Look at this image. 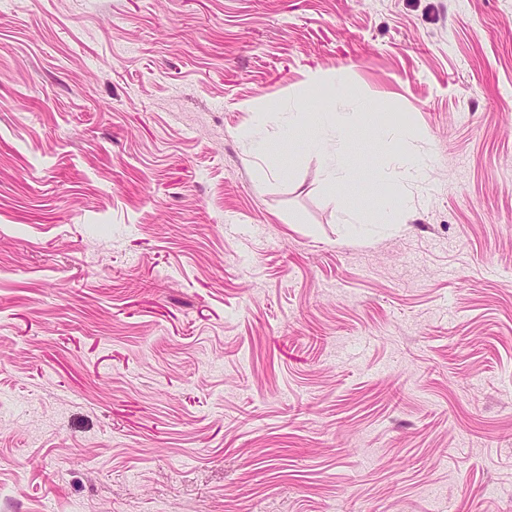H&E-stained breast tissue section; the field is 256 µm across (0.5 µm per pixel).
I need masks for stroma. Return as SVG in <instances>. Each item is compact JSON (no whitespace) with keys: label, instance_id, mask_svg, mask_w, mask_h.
I'll return each instance as SVG.
<instances>
[{"label":"stroma","instance_id":"stroma-1","mask_svg":"<svg viewBox=\"0 0 512 512\" xmlns=\"http://www.w3.org/2000/svg\"><path fill=\"white\" fill-rule=\"evenodd\" d=\"M0 512H512V0H0ZM351 100L349 93H343L336 108L330 112L315 113L313 131L302 139L305 149L323 156L321 179L329 190H335L337 186L349 181L354 160L349 157L346 135L356 124L361 112H371V106L365 104H356L355 112H344L340 105ZM402 197L396 189H389L384 194V204L379 210L374 223L377 224H396L399 223V217L402 211Z\"/></svg>","mask_w":512,"mask_h":512}]
</instances>
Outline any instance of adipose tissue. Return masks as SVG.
Returning <instances> with one entry per match:
<instances>
[{
  "label": "adipose tissue",
  "instance_id": "adipose-tissue-1",
  "mask_svg": "<svg viewBox=\"0 0 512 512\" xmlns=\"http://www.w3.org/2000/svg\"><path fill=\"white\" fill-rule=\"evenodd\" d=\"M350 94H342V103L350 101ZM337 107L328 112L315 115V127L312 133L303 139L305 149L321 154L324 164L321 169V179L328 189H336L349 181L353 160L349 155L346 135L356 124L358 115L364 112V105H355L353 111L346 112Z\"/></svg>",
  "mask_w": 512,
  "mask_h": 512
}]
</instances>
